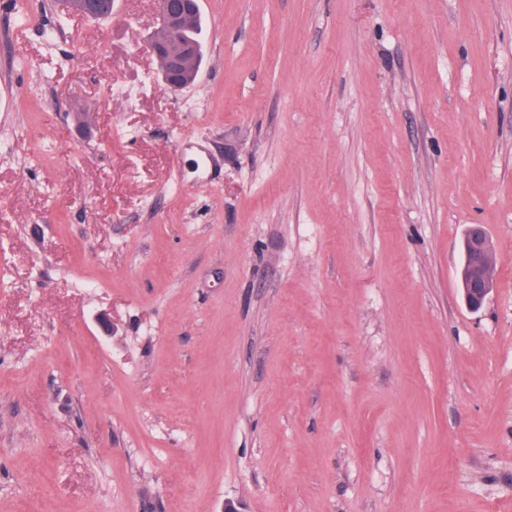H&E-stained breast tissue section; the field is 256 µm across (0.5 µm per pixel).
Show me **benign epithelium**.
Wrapping results in <instances>:
<instances>
[{
    "label": "benign epithelium",
    "mask_w": 512,
    "mask_h": 512,
    "mask_svg": "<svg viewBox=\"0 0 512 512\" xmlns=\"http://www.w3.org/2000/svg\"><path fill=\"white\" fill-rule=\"evenodd\" d=\"M155 4L158 23L151 38L152 53L166 85L180 90L186 86L184 75L195 58V51L175 39V35L184 27L199 0H155ZM463 249L460 290L466 306L478 310L494 285V247L485 228L472 225L464 236Z\"/></svg>",
    "instance_id": "benign-epithelium-1"
}]
</instances>
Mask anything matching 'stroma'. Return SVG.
<instances>
[{
	"mask_svg": "<svg viewBox=\"0 0 512 512\" xmlns=\"http://www.w3.org/2000/svg\"><path fill=\"white\" fill-rule=\"evenodd\" d=\"M23 4L0 512H512V0H202L177 92L153 0ZM464 263L459 272L462 298L471 310L480 309L494 285V247L481 225H471L463 240Z\"/></svg>",
	"mask_w": 512,
	"mask_h": 512,
	"instance_id": "stroma-1",
	"label": "stroma"
}]
</instances>
